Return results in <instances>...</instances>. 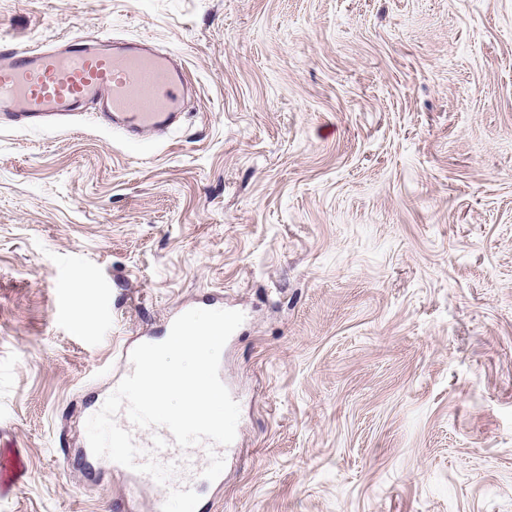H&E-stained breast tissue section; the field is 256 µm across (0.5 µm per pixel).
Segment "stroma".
Masks as SVG:
<instances>
[{"mask_svg": "<svg viewBox=\"0 0 512 512\" xmlns=\"http://www.w3.org/2000/svg\"><path fill=\"white\" fill-rule=\"evenodd\" d=\"M145 40L179 124L0 129V512H151L73 457L122 353L245 319L224 483L171 512H512V0H0Z\"/></svg>", "mask_w": 512, "mask_h": 512, "instance_id": "35a3bbf8", "label": "stroma"}]
</instances>
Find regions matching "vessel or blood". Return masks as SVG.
Here are the masks:
<instances>
[{
    "label": "vessel or blood",
    "mask_w": 512,
    "mask_h": 512,
    "mask_svg": "<svg viewBox=\"0 0 512 512\" xmlns=\"http://www.w3.org/2000/svg\"><path fill=\"white\" fill-rule=\"evenodd\" d=\"M183 87L182 70L138 42L117 47L108 38H76L58 52L0 41V127L65 120L91 102L106 127L122 128L135 139L173 124ZM116 422L131 431L143 452L178 467L179 478L164 485L138 474L139 482L156 487L153 512H169L174 498L192 500L199 484L223 483L226 447L205 441L182 449L167 428L133 427L122 412Z\"/></svg>",
    "instance_id": "vessel-or-blood-1"
}]
</instances>
